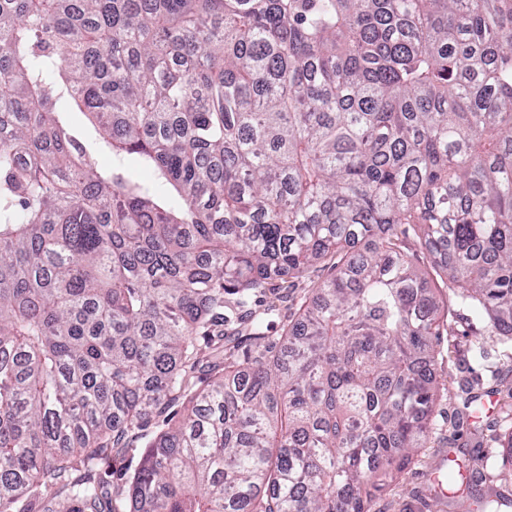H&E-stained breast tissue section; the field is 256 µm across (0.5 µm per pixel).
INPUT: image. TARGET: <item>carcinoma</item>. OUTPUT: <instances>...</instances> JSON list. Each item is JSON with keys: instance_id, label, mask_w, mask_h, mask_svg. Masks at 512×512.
Here are the masks:
<instances>
[{"instance_id": "1", "label": "carcinoma", "mask_w": 512, "mask_h": 512, "mask_svg": "<svg viewBox=\"0 0 512 512\" xmlns=\"http://www.w3.org/2000/svg\"><path fill=\"white\" fill-rule=\"evenodd\" d=\"M431 271L512 341V0H0V512H370L426 441ZM174 395L110 497L105 441ZM68 112H73L70 114V122L75 135L90 147L97 165L102 167L112 166V153L100 147L99 135L88 123L85 116L74 111L72 108H69ZM331 275V270L327 267H318L310 271L305 279L291 282L272 281L265 289L263 299L273 302L277 305L278 315L273 318V323L268 327L267 336H278L282 322L288 320L289 312L294 308L304 295L310 293L312 288H316Z\"/></svg>"}]
</instances>
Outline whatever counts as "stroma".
I'll return each mask as SVG.
<instances>
[{"mask_svg": "<svg viewBox=\"0 0 512 512\" xmlns=\"http://www.w3.org/2000/svg\"><path fill=\"white\" fill-rule=\"evenodd\" d=\"M331 271L318 267L305 279L296 282H270L265 297L276 304L278 315L268 329L270 336H278L282 322L288 318L304 295L327 280ZM437 295L448 301V328L435 345L434 373L439 390L433 408L432 430L415 464L399 473L386 491L371 503V512H426L431 501L432 486L427 480L442 458L463 459L464 455L479 451L478 439L468 429L473 413L465 410L463 400L470 393L494 391L502 400L512 393V342H504L484 333V321L479 317L464 320L457 316L458 305L451 300L448 289L440 278L431 281ZM182 401L170 404L156 414L145 430L144 438H126L110 446L100 465L101 474L112 481L113 492L125 491V476L132 473L140 460L145 437L164 428L167 418L182 412Z\"/></svg>", "mask_w": 512, "mask_h": 512, "instance_id": "stroma-1", "label": "stroma"}]
</instances>
